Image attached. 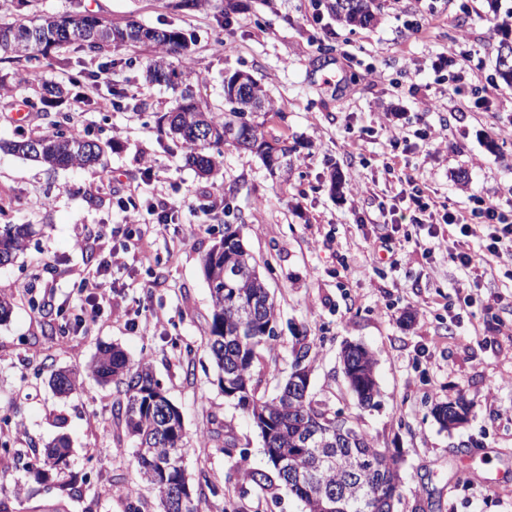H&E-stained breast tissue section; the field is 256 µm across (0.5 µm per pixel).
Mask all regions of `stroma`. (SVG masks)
I'll return each mask as SVG.
<instances>
[{
	"label": "stroma",
	"mask_w": 512,
	"mask_h": 512,
	"mask_svg": "<svg viewBox=\"0 0 512 512\" xmlns=\"http://www.w3.org/2000/svg\"><path fill=\"white\" fill-rule=\"evenodd\" d=\"M228 27L211 10L177 9L174 0H82L83 9L122 24L133 20L180 28L193 41L180 62L197 78L194 93L223 106L222 80L251 73L275 110L270 135L296 148L287 181L269 177L250 151L227 146L214 177L186 162L161 116L171 91L143 82L148 49L123 48L133 69H113L84 84L70 115L88 138L106 144L111 182L78 167L46 171L2 150L18 130L47 133L49 117L22 122L34 95L14 83L0 104V224L37 229L23 254L0 266V292L15 305L0 324V408L24 423L12 439L18 456L0 459V500L12 512H127L134 488L141 512H158L141 487L131 451H118L114 386L85 371L100 346L117 345L147 359L168 398L184 415L189 450L183 466L201 512H302L288 489L277 497L242 483L245 470L268 469L262 439L249 416L225 398L204 341L211 298L202 258L239 227L277 305L278 340L255 366L258 391L273 397L290 371L296 337H306L315 371L311 391L357 415L378 447L398 450L404 489L394 512H512V265L479 278L478 301L459 312L462 271L447 251L428 250L426 226L413 223L405 199L415 178L435 215L466 211L474 197L512 209V85L496 73L497 48L512 40V0H381L380 21L361 29L336 22L325 0H233ZM420 20V33L408 31ZM466 32V63L455 38ZM127 93L121 110L103 98ZM446 128L447 152L427 156L424 133ZM151 157L144 169L143 157ZM174 203L170 224H157L148 205ZM137 204L141 221L125 222ZM87 237L77 247V236ZM385 242L386 249L372 246ZM112 297L98 302L96 322L61 338L48 322L57 309L85 303L80 280L110 251ZM363 343L376 360L379 395L369 408L350 393L340 362L344 343ZM195 357L180 356L185 345ZM83 374L67 399L48 385L52 373ZM471 405L463 427L442 429L431 410L457 397ZM231 428L238 451L211 447L213 424ZM67 435L70 468L86 476L81 499L60 498L33 485L17 489L27 463Z\"/></svg>",
	"instance_id": "35a3bbf8"
}]
</instances>
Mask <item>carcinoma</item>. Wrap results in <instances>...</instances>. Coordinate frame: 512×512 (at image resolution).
I'll list each match as a JSON object with an SVG mask.
<instances>
[{
	"mask_svg": "<svg viewBox=\"0 0 512 512\" xmlns=\"http://www.w3.org/2000/svg\"><path fill=\"white\" fill-rule=\"evenodd\" d=\"M326 9L337 22L364 28L378 21L381 4L379 0H327ZM123 47L150 49L145 80L179 92L167 116L169 130L189 147L188 163L200 174H217L224 146L248 150L251 143L268 136L265 117L273 111V103L253 77L237 89L224 85L222 108L195 97L193 72L173 62L188 47L185 34L178 30L133 21L114 25L77 5L57 15L0 18V61L23 58L30 64L20 80L40 86L39 95L28 102L29 111L37 115L80 97L76 78L68 89L37 80L43 63L68 69L75 65L70 51L102 55ZM53 126L51 133L26 135L5 147L50 169L101 165L104 146L70 130L65 116ZM274 141L279 144L278 161L273 164L262 153L259 157L270 176L285 178L292 166V148L286 139ZM33 234L31 224H0V265L22 254ZM227 262L239 269V277L228 283L224 281ZM202 266L212 305L207 349L218 369V384L225 397L252 418L273 468L271 472L246 470L241 481L273 496L285 486L303 504L304 512H381L382 506L400 500L403 476L398 453L377 447L353 417L343 415L327 400L292 391L286 381L273 398L259 394L254 368L259 350H272L276 336L267 327L276 325V309L257 259L239 230L225 225L224 237L205 254ZM292 354L291 368H313L304 340L297 341ZM341 361L358 403L372 405L378 394L372 353L347 346ZM88 374L113 384L119 393L114 414L124 421L126 437L135 443L133 457L140 478L156 492L161 512H199L200 500L194 497L183 466L188 450L183 415L166 396L150 363L144 358L134 361L123 350L106 346L93 358ZM52 384L58 394L67 396L82 381L79 374L65 370L54 374ZM307 438L311 443L305 447ZM71 453L69 438L58 437L49 444L48 462L27 468L29 478L63 497H78L81 491L69 473Z\"/></svg>",
	"mask_w": 512,
	"mask_h": 512,
	"instance_id": "carcinoma-1",
	"label": "carcinoma"
}]
</instances>
